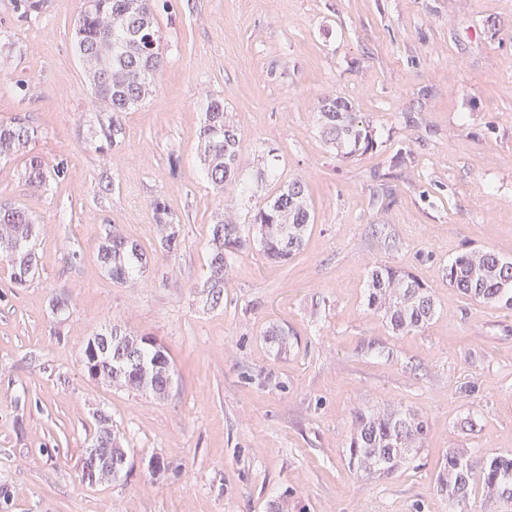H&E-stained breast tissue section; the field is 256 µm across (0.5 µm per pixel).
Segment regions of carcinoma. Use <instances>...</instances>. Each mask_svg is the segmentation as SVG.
<instances>
[{
	"label": "carcinoma",
	"instance_id": "carcinoma-1",
	"mask_svg": "<svg viewBox=\"0 0 512 512\" xmlns=\"http://www.w3.org/2000/svg\"><path fill=\"white\" fill-rule=\"evenodd\" d=\"M96 8L85 13L74 29V43L90 81L94 97L102 109L111 113V122L102 137L109 144L123 136V114L141 104L152 92L154 78L163 67L159 49L147 50L146 38L159 33L151 0H95ZM316 123L326 142L336 146L344 158H352L377 146L370 125L351 110L345 101L325 95L317 101ZM34 129L19 122L0 123V158L25 157V176L37 190L46 191L50 179L64 173L57 164L50 170L41 157L29 154ZM198 156L211 183L224 190L239 182L240 144L236 128L224 112V101L208 102L205 120L199 132ZM160 243L169 256L184 245L179 230L165 203H154ZM311 211L306 185L294 179L280 187L274 196L253 215L249 230L243 234L235 206L227 203L211 224L212 253L209 275L201 293L210 305L223 297L226 258L244 250L251 242L262 248L268 259L283 263L302 247ZM36 224L32 214L17 206L0 205V260L7 261L11 281L24 285L38 265L35 248ZM98 261L112 281L136 280L147 266V257L138 245L118 231H110L98 252ZM448 282L463 295L492 307L512 310V263L492 250H471L455 257L447 268ZM368 307L381 312L398 335L415 332L434 316L435 302L415 275L401 269L381 266L368 274ZM157 360L150 344L142 345L139 364L128 365L116 359V351L99 357L91 377L104 383L124 385L165 395L160 373L143 372ZM97 429L91 446L116 443L112 435V417L97 414ZM427 423L413 411L368 410L356 416L349 440V453L357 469L366 472H391L421 447ZM448 503L464 502L476 491L503 504L502 512H512V455H495L474 464L467 451L448 452L446 466L437 478Z\"/></svg>",
	"mask_w": 512,
	"mask_h": 512
}]
</instances>
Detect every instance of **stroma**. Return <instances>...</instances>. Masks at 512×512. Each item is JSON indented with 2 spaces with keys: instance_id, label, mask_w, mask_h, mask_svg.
<instances>
[{
  "instance_id": "35a3bbf8",
  "label": "stroma",
  "mask_w": 512,
  "mask_h": 512,
  "mask_svg": "<svg viewBox=\"0 0 512 512\" xmlns=\"http://www.w3.org/2000/svg\"><path fill=\"white\" fill-rule=\"evenodd\" d=\"M83 10L0 0V122L29 125L32 153L65 166L41 192L23 159L0 160V202L35 217L39 255L21 287L0 262V512H271L284 499L290 512H448L436 477L450 450L512 453V310L446 277L469 249L512 261V0H155L164 66L114 147L99 144L108 115L73 43ZM327 94L369 123L376 149L345 161L325 143L314 107ZM213 97L243 180L276 167L240 224L295 177L314 222L287 264L255 247L233 256L209 306L198 286L224 196L197 143ZM158 200L185 241L172 257ZM112 229L148 257L136 282L97 260ZM380 265L430 289L421 331L395 335L368 308ZM115 324L165 347L164 398L85 372L88 339ZM379 407L420 414L428 432L398 471L367 475L348 442L357 412ZM100 409L130 462L90 487L81 459Z\"/></svg>"
}]
</instances>
